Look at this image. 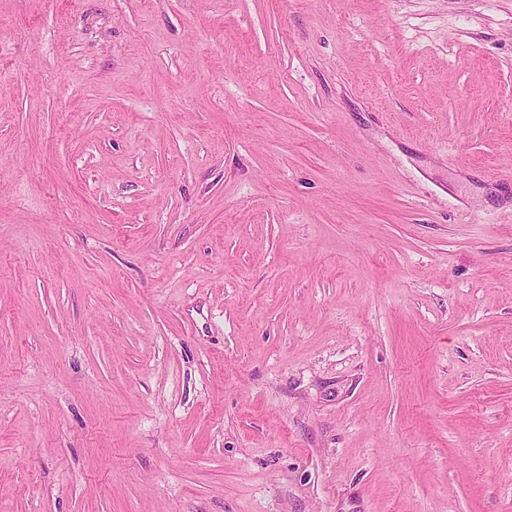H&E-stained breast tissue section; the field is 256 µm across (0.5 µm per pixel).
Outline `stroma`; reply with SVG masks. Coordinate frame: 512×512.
Returning a JSON list of instances; mask_svg holds the SVG:
<instances>
[{
  "mask_svg": "<svg viewBox=\"0 0 512 512\" xmlns=\"http://www.w3.org/2000/svg\"><path fill=\"white\" fill-rule=\"evenodd\" d=\"M0 512H512V0H0Z\"/></svg>",
  "mask_w": 512,
  "mask_h": 512,
  "instance_id": "35a3bbf8",
  "label": "stroma"
}]
</instances>
